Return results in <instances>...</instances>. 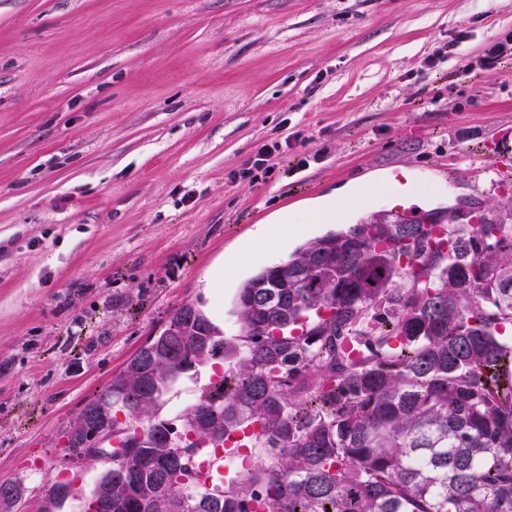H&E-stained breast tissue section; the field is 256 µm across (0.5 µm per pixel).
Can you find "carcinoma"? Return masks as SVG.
Instances as JSON below:
<instances>
[{"label": "carcinoma", "mask_w": 512, "mask_h": 512, "mask_svg": "<svg viewBox=\"0 0 512 512\" xmlns=\"http://www.w3.org/2000/svg\"><path fill=\"white\" fill-rule=\"evenodd\" d=\"M231 314L226 337L171 310L70 426L69 448L112 429L104 512H512V209L374 212L259 268ZM213 359L224 385L162 418ZM244 428L257 464L198 470ZM221 371H224V361L216 359L181 374L164 394L161 414L172 418L192 406L202 391L210 386L215 374Z\"/></svg>", "instance_id": "obj_1"}]
</instances>
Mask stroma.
<instances>
[{"label":"stroma","mask_w":512,"mask_h":512,"mask_svg":"<svg viewBox=\"0 0 512 512\" xmlns=\"http://www.w3.org/2000/svg\"><path fill=\"white\" fill-rule=\"evenodd\" d=\"M512 0H0V483L11 512H85L103 462L75 417L184 304L225 335L238 288L300 244L390 209L310 201L400 168L428 210L512 155ZM444 52L437 68L428 60ZM292 138L269 181L233 173ZM306 168H299V160ZM292 219L262 238L281 211ZM224 363L181 374L173 417Z\"/></svg>","instance_id":"obj_1"}]
</instances>
